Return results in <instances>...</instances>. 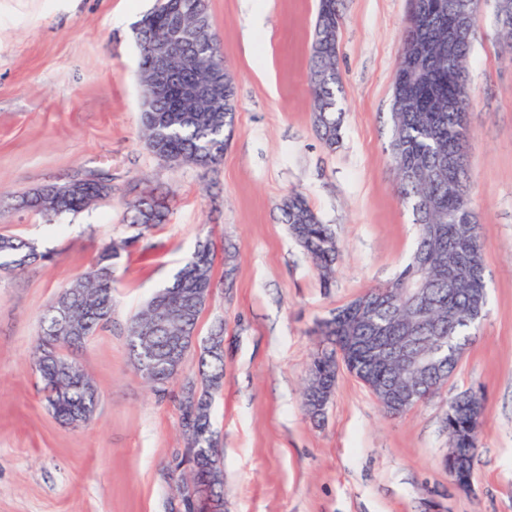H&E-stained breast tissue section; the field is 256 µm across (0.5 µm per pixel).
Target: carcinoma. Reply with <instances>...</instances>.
Returning a JSON list of instances; mask_svg holds the SVG:
<instances>
[{
    "label": "carcinoma",
    "mask_w": 512,
    "mask_h": 512,
    "mask_svg": "<svg viewBox=\"0 0 512 512\" xmlns=\"http://www.w3.org/2000/svg\"><path fill=\"white\" fill-rule=\"evenodd\" d=\"M339 4L340 0L319 3L309 69L312 123L319 138L330 147L338 141L343 121L335 94L339 82H323L318 75L337 70L338 40L328 38L326 23H340ZM189 17L213 28L207 0H159L157 7L142 19L140 75L150 71L151 43ZM496 19L503 39L512 46V0H496ZM429 23L431 46L422 75L425 84L466 68L477 35L474 30L470 40L450 45L448 27L435 15ZM220 77L222 80L216 85L220 106L213 112H177L175 95L154 97L153 110L143 114L142 125L147 146L159 159L171 166L191 165L205 172L220 164L229 144L236 108L234 77L223 73ZM463 102L464 95L459 93L451 100L438 101L435 109L429 110L422 90L413 88L402 93L399 107L391 112L389 155L391 162L398 165L400 193L411 205L418 226L416 246L398 275L384 284L388 293L372 288L317 323L319 348L308 368L303 391V407L314 419H323L317 409L331 399L338 363H362L359 353L349 351L351 340L368 344L386 336H404L408 330L420 327L422 335L429 337V348L438 336H451L461 347L473 334L468 312L486 308L487 278L477 216L462 206L463 196L471 191V176L468 167L453 164L454 156L470 137L469 126L461 124L457 112ZM110 190L102 178L72 187L50 185L25 198L23 204L49 217L86 207ZM279 210L289 234L309 255L321 285L331 287L339 254L332 225L323 223L296 193L283 198ZM129 212L133 234L113 243L85 276L57 295L73 312L72 326H58L52 305L41 319L35 366L47 407L63 425L78 427L90 420L98 408L100 394L84 371L65 368L68 357L62 351L82 347L109 322L113 267L127 246L163 223L166 206L145 198L130 204ZM37 258L33 247L24 240L0 236V268H21ZM215 260L212 240H198L192 258L177 272L173 283L159 291L131 320L130 353L135 365L143 361L148 364L145 379L157 392L173 381L185 357L193 351V337L215 288ZM418 280L427 289V301L422 306L408 303L402 293L403 288ZM161 314H171L173 318L155 323ZM223 342L224 327L220 324L199 345L201 379L187 380L178 397L186 438L181 461L187 464V477L195 486V494L182 499L181 512H224V471L218 436L210 421L213 395L224 384V353L212 354L210 350ZM357 378L375 395L408 381L385 361L366 374L357 373ZM476 396L478 393L473 391L458 394L459 402L448 407L444 418L448 442L464 456L473 447L475 428L468 399ZM202 442L212 452L193 454L192 449Z\"/></svg>",
    "instance_id": "1"
}]
</instances>
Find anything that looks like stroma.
Instances as JSON below:
<instances>
[{
  "label": "stroma",
  "mask_w": 512,
  "mask_h": 512,
  "mask_svg": "<svg viewBox=\"0 0 512 512\" xmlns=\"http://www.w3.org/2000/svg\"><path fill=\"white\" fill-rule=\"evenodd\" d=\"M158 0H0V234L50 260L0 269V512H170V463L184 448L175 397L198 373L185 359L155 394L128 348L133 316L169 286L198 238L237 251L232 279L216 258L214 295L196 335L224 324V387L211 420L223 453L224 512H512V55L495 0H481L467 62L472 205L484 242L485 315L434 397L387 416L347 370L322 420L302 406L314 328L391 280L417 228L388 157L393 76L411 0H343L337 107L326 147L307 81L318 0H266L247 33L249 0H208L236 86V120L208 172L170 167L142 133L137 29ZM103 176L107 197L52 218L20 207L44 185ZM334 226L336 280L321 288L277 208L289 192ZM153 193L169 212L114 269L110 321L75 352L100 405L76 428L39 391L33 347L55 295L112 241L127 205ZM485 401L473 490L453 486L444 417L459 392Z\"/></svg>",
  "instance_id": "35a3bbf8"
}]
</instances>
